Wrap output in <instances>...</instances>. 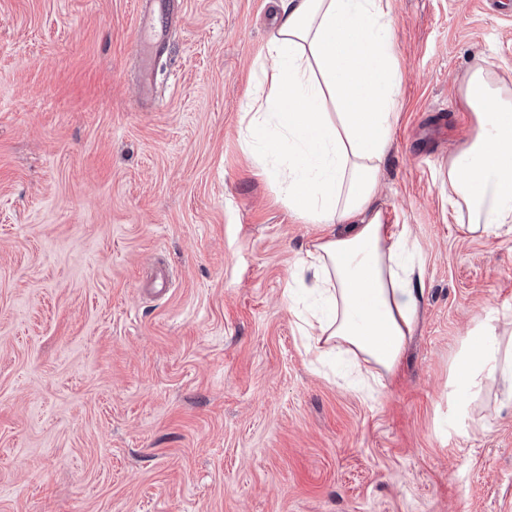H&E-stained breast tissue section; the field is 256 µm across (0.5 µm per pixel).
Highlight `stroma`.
<instances>
[{"label":"stroma","instance_id":"stroma-1","mask_svg":"<svg viewBox=\"0 0 512 512\" xmlns=\"http://www.w3.org/2000/svg\"><path fill=\"white\" fill-rule=\"evenodd\" d=\"M391 7L377 203L422 294L369 395L311 363L288 288L326 229L245 145L275 0H0V512H512V409L464 425L452 382L477 318L512 317V235H463L441 174L472 60L512 86V11Z\"/></svg>","mask_w":512,"mask_h":512}]
</instances>
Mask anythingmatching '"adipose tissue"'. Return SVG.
Wrapping results in <instances>:
<instances>
[{"label":"adipose tissue","mask_w":512,"mask_h":512,"mask_svg":"<svg viewBox=\"0 0 512 512\" xmlns=\"http://www.w3.org/2000/svg\"><path fill=\"white\" fill-rule=\"evenodd\" d=\"M269 66L249 96L247 145L276 175L303 223L344 225L310 241L297 265L307 296L293 304L316 361L349 356L361 383L378 392L398 370L418 322L420 267L405 224L388 223L376 200L399 117V69L390 0H277ZM474 132L449 157L448 204L467 233L512 235V88L476 59L460 95ZM499 319L478 321L455 360L464 387L459 416L470 425L485 388L512 406V339Z\"/></svg>","instance_id":"obj_1"}]
</instances>
